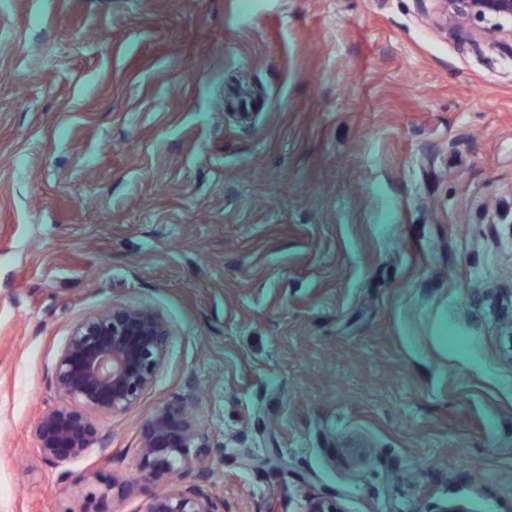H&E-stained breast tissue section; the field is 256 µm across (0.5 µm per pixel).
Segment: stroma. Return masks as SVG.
Wrapping results in <instances>:
<instances>
[{"label": "stroma", "instance_id": "35a3bbf8", "mask_svg": "<svg viewBox=\"0 0 512 512\" xmlns=\"http://www.w3.org/2000/svg\"><path fill=\"white\" fill-rule=\"evenodd\" d=\"M430 9L0 0V512H136L94 490L189 381L228 512H512V57ZM114 304L166 320L156 383L46 463ZM299 512H345L335 491H324L306 501Z\"/></svg>", "mask_w": 512, "mask_h": 512}]
</instances>
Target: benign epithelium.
<instances>
[{
  "instance_id": "obj_1",
  "label": "benign epithelium",
  "mask_w": 512,
  "mask_h": 512,
  "mask_svg": "<svg viewBox=\"0 0 512 512\" xmlns=\"http://www.w3.org/2000/svg\"><path fill=\"white\" fill-rule=\"evenodd\" d=\"M439 30L462 29L472 18L496 19L491 37L512 52V0H433ZM170 340L166 321L147 309L112 306L77 322L53 366L51 382L62 402L40 413L35 426L37 450L58 465L102 446L106 433L93 413L122 416L152 389ZM198 398L193 387L146 419L139 431V476L158 484L136 512H227L213 491L212 473L196 466L197 450L208 435L192 417ZM242 465L271 473L286 469L275 453L247 458ZM135 482L118 474L100 496L128 495ZM300 512H345L334 491L306 501Z\"/></svg>"
}]
</instances>
